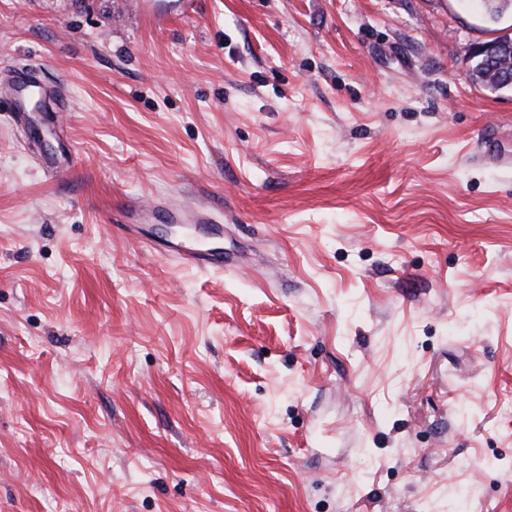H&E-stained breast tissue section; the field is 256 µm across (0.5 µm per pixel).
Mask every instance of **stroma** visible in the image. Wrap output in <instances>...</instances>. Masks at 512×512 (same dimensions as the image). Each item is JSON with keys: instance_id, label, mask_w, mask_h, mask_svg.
<instances>
[{"instance_id": "1", "label": "stroma", "mask_w": 512, "mask_h": 512, "mask_svg": "<svg viewBox=\"0 0 512 512\" xmlns=\"http://www.w3.org/2000/svg\"><path fill=\"white\" fill-rule=\"evenodd\" d=\"M505 33L0 0L48 105L0 96V512H512V91L465 53ZM219 248L202 250H189L185 253L178 252L180 257L193 266H206L222 268L224 266V253Z\"/></svg>"}]
</instances>
